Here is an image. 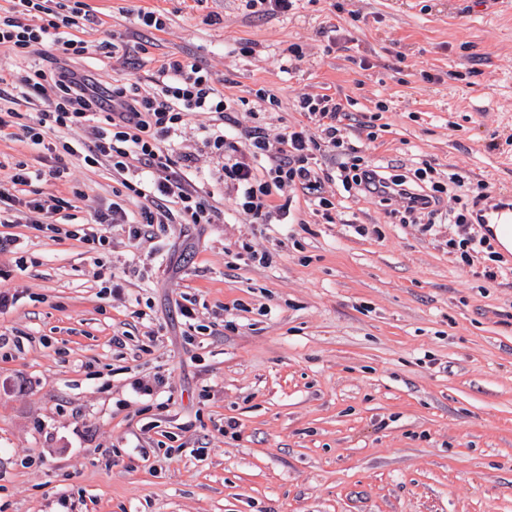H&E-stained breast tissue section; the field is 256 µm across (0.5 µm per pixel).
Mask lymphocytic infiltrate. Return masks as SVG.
I'll return each mask as SVG.
<instances>
[{
    "label": "lymphocytic infiltrate",
    "mask_w": 512,
    "mask_h": 512,
    "mask_svg": "<svg viewBox=\"0 0 512 512\" xmlns=\"http://www.w3.org/2000/svg\"><path fill=\"white\" fill-rule=\"evenodd\" d=\"M0 13V47L29 59L28 68H0V134L18 127L31 145L42 147L50 164L30 170L16 163L8 185L0 184V224L33 223L35 214L62 210L63 200L27 194L26 186L48 176L65 178V159L81 154L86 165H107L120 184L142 198L139 218H131L123 198L94 210L93 227L82 240L92 245L109 243L106 229L128 227L131 239H139L150 224H215L218 207L203 197V189L190 176L195 158L182 151L181 137L193 114L214 115V123L202 126L205 144L220 159L218 179L238 209L257 224H284L289 208L274 203V196L299 190L308 193L316 211L331 220L336 204L323 196L322 184L338 178L352 196H371L381 182L391 183L393 200L399 201L393 217L402 224H431L441 213L444 195L473 201L486 200V183H468L457 173L447 182L428 183L430 165L391 175L369 161L362 143L343 132L344 105L327 94L307 95L296 109L305 121L287 126L269 137L263 125L252 126L244 140L230 131L235 113L246 99L224 96L217 79L206 66L190 56H164L151 74L153 90L138 83L116 82L106 86L80 68V61L100 52L121 60L122 46H99L79 39L77 30L95 23L96 17L83 0H75L68 15L57 13L58 0H9ZM54 96L32 123H22L25 110L34 108L45 88ZM81 130L84 140L74 144L56 140L61 130ZM339 159L336 173L320 166L324 153Z\"/></svg>",
    "instance_id": "lymphocytic-infiltrate-1"
}]
</instances>
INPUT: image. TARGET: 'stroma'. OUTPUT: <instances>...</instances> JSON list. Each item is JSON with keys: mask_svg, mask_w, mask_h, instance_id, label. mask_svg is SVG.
Listing matches in <instances>:
<instances>
[{"mask_svg": "<svg viewBox=\"0 0 512 512\" xmlns=\"http://www.w3.org/2000/svg\"><path fill=\"white\" fill-rule=\"evenodd\" d=\"M85 2L91 43L191 55L234 99L272 90L279 109L238 112L239 132L276 134L303 121L299 97L329 94L387 172L424 161L512 195V0H301L285 18L240 0ZM142 11L166 29L134 37ZM209 121L193 116L183 146L222 223L136 241L115 224L98 252L0 224L19 240L0 256L17 298L0 333L22 339L0 348V512H512V252L493 239L462 262L457 226L397 224L369 197L326 224L298 191L290 223H252L217 181ZM67 164L32 187L81 224L120 184Z\"/></svg>", "mask_w": 512, "mask_h": 512, "instance_id": "obj_1", "label": "stroma"}]
</instances>
